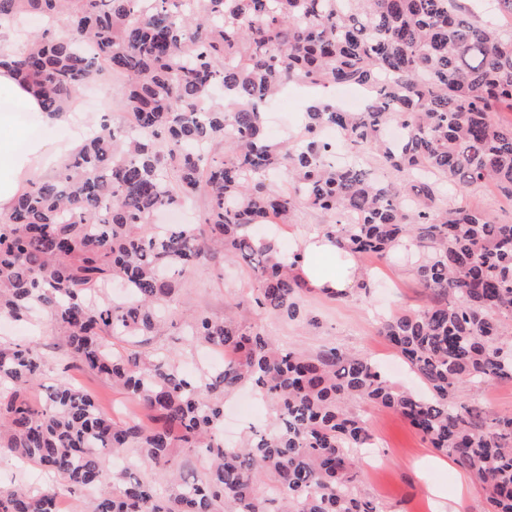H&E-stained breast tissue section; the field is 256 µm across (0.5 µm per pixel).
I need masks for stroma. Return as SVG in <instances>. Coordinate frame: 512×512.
Returning <instances> with one entry per match:
<instances>
[{"label":"stroma","instance_id":"stroma-1","mask_svg":"<svg viewBox=\"0 0 512 512\" xmlns=\"http://www.w3.org/2000/svg\"><path fill=\"white\" fill-rule=\"evenodd\" d=\"M125 95L124 79L110 75L81 90L80 112L68 128L60 130V138H82L83 118L91 113L99 117L108 113L116 124H127L123 109ZM313 95V89L303 84L285 87L280 98L281 110L266 115L265 131L270 142L293 143L300 138L307 101ZM455 202L485 212L499 222L512 223V199L493 186L473 188L456 197ZM328 222L327 215L300 206L294 223L278 227L275 240L284 254H294L303 236L323 232ZM371 269L378 284L370 293L356 291L339 300L313 292L304 294L303 319L289 321L260 312L249 302L247 293L252 279L246 264L228 259L217 261L179 279L164 332L153 338L152 346L170 355L190 375L221 367L223 351L190 347L185 343L186 317L203 313L260 328L283 347L296 346L316 353L324 347L337 346L369 356L381 365L394 385L422 390V383L379 335L377 327L380 316L422 308L429 294L416 280L404 253L373 261ZM0 342L36 345L47 360L45 384L68 376L114 420H124L136 408L135 403L113 389L107 379L75 368L62 371L58 362L59 338L40 334L37 323L11 322L0 329ZM348 408L368 425L380 458L376 469L362 471L359 489L377 500L385 512H446L451 504L458 505L460 512H487L486 495L480 484L451 458L432 448L398 414L360 400L349 402Z\"/></svg>","mask_w":512,"mask_h":512}]
</instances>
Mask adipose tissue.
<instances>
[{
  "label": "adipose tissue",
  "instance_id": "adipose-tissue-1",
  "mask_svg": "<svg viewBox=\"0 0 512 512\" xmlns=\"http://www.w3.org/2000/svg\"><path fill=\"white\" fill-rule=\"evenodd\" d=\"M20 112L42 114L38 98L7 69L0 68V214L36 176L58 166L74 149V142L33 138L16 122ZM299 276L320 294L351 293L361 287L365 272L356 254L324 234L301 243Z\"/></svg>",
  "mask_w": 512,
  "mask_h": 512
}]
</instances>
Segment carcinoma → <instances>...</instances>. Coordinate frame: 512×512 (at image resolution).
Listing matches in <instances>:
<instances>
[{
    "label": "carcinoma",
    "instance_id": "carcinoma-1",
    "mask_svg": "<svg viewBox=\"0 0 512 512\" xmlns=\"http://www.w3.org/2000/svg\"><path fill=\"white\" fill-rule=\"evenodd\" d=\"M478 20L462 0H0V25L47 27L12 51L9 67L56 113L105 73L127 78L130 128L103 119L51 176L30 181L0 215V317H50L71 358L140 404L149 424L116 422L61 378L43 384L31 345L0 342V452L60 474L34 494L0 488V512H58L78 494L88 512H383L357 493V452L373 440L347 404L400 415L512 512V415L487 422L464 385L512 380V224L451 204L493 184L512 199V0ZM292 82L356 86L364 110L307 113L299 144L270 145L261 104ZM224 88L226 108L208 103ZM397 124L398 140L387 136ZM326 129L339 139L328 140ZM224 145V154L209 148ZM384 159L395 179L362 164ZM284 173L288 190L270 176ZM205 199L202 222L151 226L155 212ZM332 218L326 233L365 258L412 250L428 307L382 320L384 336L426 386L394 387L367 356L284 349L232 320L194 317L192 346L224 348V368L189 377L148 349L179 277L218 258L253 271L249 298L300 320L306 282L256 224H290L301 205ZM119 282L130 300L100 291ZM138 337L117 353L113 340ZM250 385L272 417L224 444V396ZM43 391L35 408L28 393ZM206 459L177 471L174 449ZM134 451L117 469L107 455ZM165 469L164 491L138 476Z\"/></svg>",
    "mask_w": 512,
    "mask_h": 512
}]
</instances>
